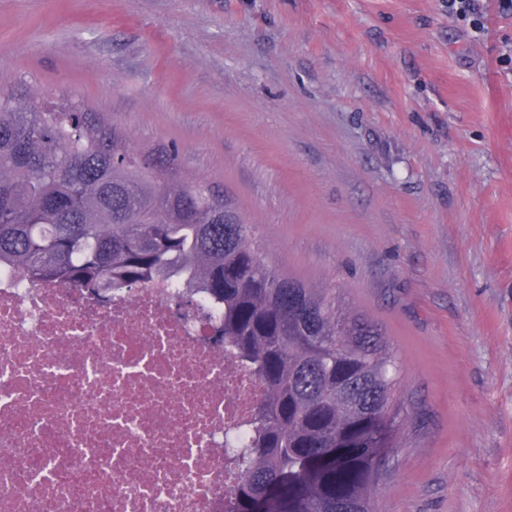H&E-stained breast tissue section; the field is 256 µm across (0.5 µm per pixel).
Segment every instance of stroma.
Masks as SVG:
<instances>
[{
	"instance_id": "stroma-1",
	"label": "stroma",
	"mask_w": 512,
	"mask_h": 512,
	"mask_svg": "<svg viewBox=\"0 0 512 512\" xmlns=\"http://www.w3.org/2000/svg\"><path fill=\"white\" fill-rule=\"evenodd\" d=\"M0 0V89L71 97L380 323L374 512H512V13L476 0ZM475 0H448V12L461 18L464 21H469L475 30H480L483 27L480 16L474 4Z\"/></svg>"
}]
</instances>
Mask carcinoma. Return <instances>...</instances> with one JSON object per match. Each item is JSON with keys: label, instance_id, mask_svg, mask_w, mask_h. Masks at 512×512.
<instances>
[{"label": "carcinoma", "instance_id": "1", "mask_svg": "<svg viewBox=\"0 0 512 512\" xmlns=\"http://www.w3.org/2000/svg\"><path fill=\"white\" fill-rule=\"evenodd\" d=\"M175 156L138 161L77 102L0 90V266L102 296L180 276L224 311V351L265 392L231 451L230 512H373L379 463L399 447L401 371L382 326L270 261L250 225Z\"/></svg>", "mask_w": 512, "mask_h": 512}]
</instances>
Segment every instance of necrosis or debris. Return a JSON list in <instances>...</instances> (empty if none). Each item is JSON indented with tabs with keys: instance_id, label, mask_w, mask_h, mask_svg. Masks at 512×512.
Segmentation results:
<instances>
[{
	"instance_id": "4bbe7bcc",
	"label": "necrosis or debris",
	"mask_w": 512,
	"mask_h": 512,
	"mask_svg": "<svg viewBox=\"0 0 512 512\" xmlns=\"http://www.w3.org/2000/svg\"><path fill=\"white\" fill-rule=\"evenodd\" d=\"M160 279L102 299L0 268V512H228L262 384Z\"/></svg>"
}]
</instances>
